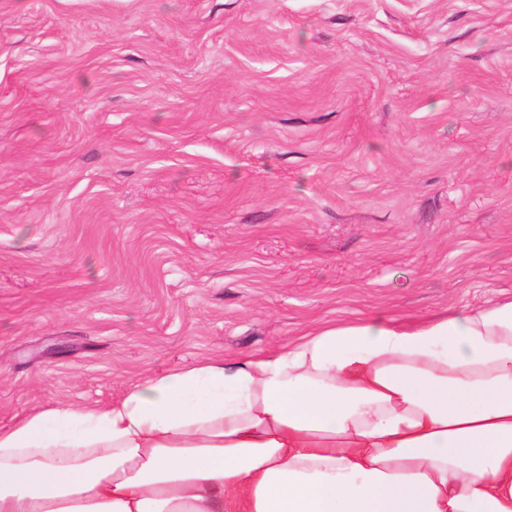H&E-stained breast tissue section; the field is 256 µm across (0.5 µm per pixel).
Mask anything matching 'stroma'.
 <instances>
[{"mask_svg":"<svg viewBox=\"0 0 512 512\" xmlns=\"http://www.w3.org/2000/svg\"><path fill=\"white\" fill-rule=\"evenodd\" d=\"M512 298V0H0V428Z\"/></svg>","mask_w":512,"mask_h":512,"instance_id":"35a3bbf8","label":"stroma"}]
</instances>
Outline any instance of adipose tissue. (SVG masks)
Segmentation results:
<instances>
[{
	"mask_svg": "<svg viewBox=\"0 0 512 512\" xmlns=\"http://www.w3.org/2000/svg\"><path fill=\"white\" fill-rule=\"evenodd\" d=\"M0 512H512V300L32 412L0 429Z\"/></svg>",
	"mask_w": 512,
	"mask_h": 512,
	"instance_id": "1",
	"label": "adipose tissue"
}]
</instances>
